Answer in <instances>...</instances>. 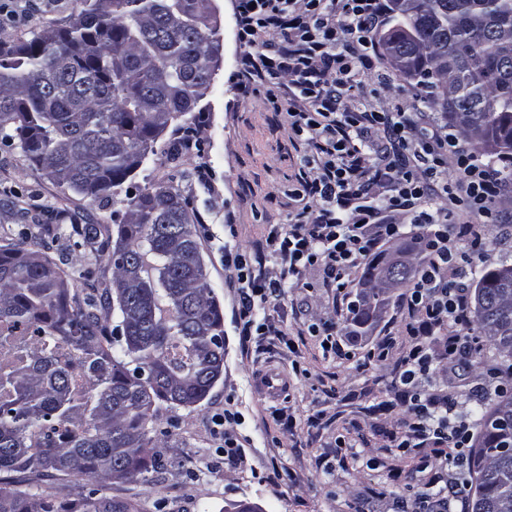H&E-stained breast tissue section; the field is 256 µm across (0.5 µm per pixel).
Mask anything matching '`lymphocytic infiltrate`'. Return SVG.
Wrapping results in <instances>:
<instances>
[{"mask_svg": "<svg viewBox=\"0 0 512 512\" xmlns=\"http://www.w3.org/2000/svg\"><path fill=\"white\" fill-rule=\"evenodd\" d=\"M236 9L242 81L276 82L283 99L296 103L294 134L307 135L317 155L313 173L288 192L299 206L293 223L267 232L284 272L298 278L318 267L341 287L375 248L401 236L400 218L425 230L419 274L404 296L413 344L398 374L408 400L400 445L416 452L431 484L443 482L445 461H465L473 432L466 420L449 422L448 398L431 390L429 373L435 355L474 351L453 332L470 301L446 221V184L456 173L471 211L484 216L503 189L502 174L459 149L447 126H425L424 113L347 106L355 77L377 69L375 35L391 16V0H237ZM224 269L240 286L242 336L273 335L257 312L280 297V281L258 258L229 248Z\"/></svg>", "mask_w": 512, "mask_h": 512, "instance_id": "1", "label": "lymphocytic infiltrate"}]
</instances>
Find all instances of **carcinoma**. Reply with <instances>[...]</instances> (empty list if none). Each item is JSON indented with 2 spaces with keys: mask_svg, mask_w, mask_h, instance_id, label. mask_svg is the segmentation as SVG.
<instances>
[{
  "mask_svg": "<svg viewBox=\"0 0 512 512\" xmlns=\"http://www.w3.org/2000/svg\"><path fill=\"white\" fill-rule=\"evenodd\" d=\"M78 20L0 43V132L46 176L93 200L114 194L140 168L168 125L196 111L213 85L207 43L211 0H75ZM384 45L416 56L400 73L434 108L512 176V0H392ZM448 42V59L434 49ZM108 262L107 308L124 335L73 291L68 273L24 235L0 244V473L33 480H137L158 441L159 404L192 407L220 376L225 347L189 199L152 185L128 198ZM502 266L481 275L475 298L499 291ZM378 255L350 305L369 326L386 305ZM495 349L512 359V312L475 311ZM512 445V417L482 415L471 458V512H498L512 484V455L482 467L484 451ZM0 512H135L108 496L58 499L0 480Z\"/></svg>",
  "mask_w": 512,
  "mask_h": 512,
  "instance_id": "carcinoma-1",
  "label": "carcinoma"
}]
</instances>
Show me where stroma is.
<instances>
[{"instance_id":"1","label":"stroma","mask_w":512,"mask_h":512,"mask_svg":"<svg viewBox=\"0 0 512 512\" xmlns=\"http://www.w3.org/2000/svg\"><path fill=\"white\" fill-rule=\"evenodd\" d=\"M213 4L222 61L199 103L201 120H174L160 136L155 154L114 195L103 200L84 197L47 178L20 147L0 145V244L21 229L18 209H31L38 222L30 227L29 244L47 247L82 297L100 295L112 285V267L102 245L115 240L129 195L162 183L188 196L228 348L224 374L202 402L160 408V458L145 480L75 484L45 477L31 489L71 499L107 495L131 501L137 512H238L243 506L251 512H350L354 505L363 512H417L420 500H437L438 490L429 486L427 473L419 471L412 454L394 442L406 416L395 378L411 344L401 290H393L370 332L351 336L344 298L359 291L360 272H353L339 291L314 268L306 274V285L284 280L282 296L262 309L276 335L248 342L239 336V290L224 270V250L261 255L266 269L279 273L266 244L267 227L291 223L295 209L287 192L297 187L315 152L293 134L287 103L272 104L265 87H241L236 0ZM77 14L74 0H0V41L71 25ZM379 67L388 72V84L357 78L356 105L376 111L398 105L429 111L424 92L414 82L388 62ZM493 213L494 224L483 229L482 250L464 266L472 287L487 270L512 265V238L500 234L502 225L512 226V183ZM75 224L96 225L97 243L75 246ZM319 322L335 327L349 357L323 350L320 337L308 334V325ZM455 332L481 343L482 349L454 362L436 359L431 382L474 421L499 399L498 393L481 392L480 386L502 359L486 346L476 320L457 325ZM282 333L288 343L279 342ZM379 343L388 344L387 358L368 361V351ZM264 369L276 370L287 381L277 397L255 391L253 379ZM228 404L241 417L235 432L244 457L237 466L225 464L223 429L216 424ZM340 434L352 453L337 454Z\"/></svg>"}]
</instances>
